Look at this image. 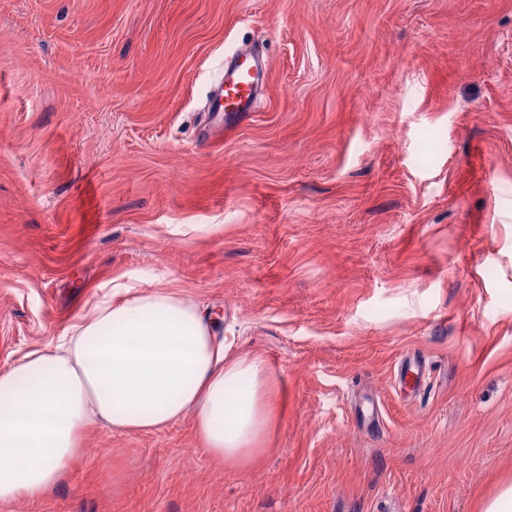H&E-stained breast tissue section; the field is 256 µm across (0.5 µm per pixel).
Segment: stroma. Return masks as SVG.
I'll list each match as a JSON object with an SVG mask.
<instances>
[{"label":"stroma","instance_id":"35a3bbf8","mask_svg":"<svg viewBox=\"0 0 512 512\" xmlns=\"http://www.w3.org/2000/svg\"><path fill=\"white\" fill-rule=\"evenodd\" d=\"M243 42L262 105L219 135ZM115 280L264 361V451L98 425L10 512H483L512 484V0H0V367Z\"/></svg>","mask_w":512,"mask_h":512}]
</instances>
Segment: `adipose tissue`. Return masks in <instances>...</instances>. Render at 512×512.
<instances>
[{
  "label": "adipose tissue",
  "mask_w": 512,
  "mask_h": 512,
  "mask_svg": "<svg viewBox=\"0 0 512 512\" xmlns=\"http://www.w3.org/2000/svg\"><path fill=\"white\" fill-rule=\"evenodd\" d=\"M266 392L264 362L228 356L194 302L115 284L91 318L0 368V512L60 486L98 424L152 432L189 413L211 455L244 467L270 425Z\"/></svg>",
  "instance_id": "adipose-tissue-1"
}]
</instances>
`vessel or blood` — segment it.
I'll return each instance as SVG.
<instances>
[{
	"label": "vessel or blood",
	"instance_id": "obj_1",
	"mask_svg": "<svg viewBox=\"0 0 512 512\" xmlns=\"http://www.w3.org/2000/svg\"><path fill=\"white\" fill-rule=\"evenodd\" d=\"M266 63L239 47L224 57V64L210 102L212 114L245 116L257 111Z\"/></svg>",
	"mask_w": 512,
	"mask_h": 512
}]
</instances>
